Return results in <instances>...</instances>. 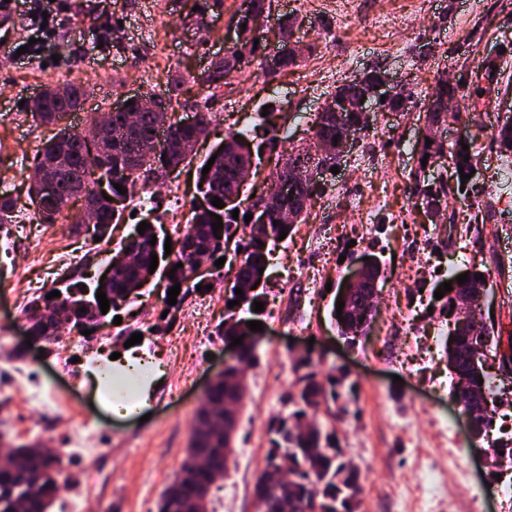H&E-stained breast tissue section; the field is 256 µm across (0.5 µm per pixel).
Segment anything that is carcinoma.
<instances>
[{"instance_id": "cac0c4a2", "label": "carcinoma", "mask_w": 512, "mask_h": 512, "mask_svg": "<svg viewBox=\"0 0 512 512\" xmlns=\"http://www.w3.org/2000/svg\"><path fill=\"white\" fill-rule=\"evenodd\" d=\"M246 25L242 32V49L252 57L257 56L267 47L254 45L257 39V28L252 22L240 16L237 25ZM233 73V68L224 61L211 63L206 74L202 76L203 85L220 87ZM180 80L175 79L161 94L146 93L132 98L130 111L140 115V128L136 131L123 127L121 116L112 119V129L104 138L99 154L87 153L82 131L65 124L66 116L80 107L86 95V88L81 84L70 83V95L66 99L59 97L56 88L48 87L32 101L29 113L38 126H51L54 134L42 142L35 155V167L45 161L54 166L58 174L62 205L54 207L43 203L34 185H29L27 193L34 216L45 224L54 223L72 197L81 192H90L98 179L105 173H112V182L120 184L127 191H132L137 182L148 185L165 177L167 172L184 163L189 154L178 148L181 143H189L204 135L211 122L208 112L199 113L197 124L180 126L172 130L169 139L158 148L153 140V110L148 102L159 105H172L178 96ZM363 91L361 84L351 81L336 88L332 98L353 103ZM454 97V90L448 87L444 79L438 80L433 96L427 104L426 112L429 120L435 124L448 121V106ZM314 136L321 143H327L336 149L333 138L352 135L357 138L364 126L360 125L355 114L346 113V120L338 125L330 117L318 114L313 122ZM246 138V134H229L222 150H214L217 158L205 175H198L197 188L204 199L201 204L193 205L188 219V229L181 237L171 240V254H165L164 245L157 242L150 244L154 228L146 229L143 234L131 242L135 251V261L130 265L119 266L112 270L110 279L103 282L95 281L93 290L105 292L112 306L124 302L138 294L140 286L147 284L156 274L168 276L174 272L171 284H178L188 291L199 288L206 289V284H198L190 278L194 257L204 253L216 261L225 256L230 239L231 228L245 229L242 245V258L237 267L235 279L244 284H251L267 279V275L259 274V268L266 266L265 258L270 253L269 246L279 240L281 232L291 233L296 224L305 217L303 202L313 196V190L297 188L295 194L288 196V204L297 208L295 222L291 224L256 225L246 223L245 216L251 213L247 203L249 190L239 182V170L242 159L234 152L233 142L237 138ZM500 152L512 156V116L508 115L501 123L497 135ZM417 200L420 206L431 207L441 198L462 187L461 178H456V186L441 183L435 187H421V176L414 175ZM219 197L225 206L221 209L213 206V197ZM97 220L94 230L104 233L112 224L122 219V209L112 208L102 199L96 200ZM239 210L238 219H233L232 212ZM221 217L222 230L213 229L214 215ZM157 255L158 266L155 273H149L151 255ZM181 263L183 267L173 269ZM84 283H67L59 289L61 296L52 299L45 293L33 297L28 303L32 309L38 305L48 310L54 321L50 324L35 322L32 324L33 334L46 337L50 343L53 334L50 330L61 324L59 318L73 314L85 318L88 313L81 312L72 295L82 290ZM236 286H231L224 297V302L240 301V304L225 308L224 321L217 330L220 336L239 334V326L243 322L260 320L261 313L254 311L252 303L262 301V293L244 294L240 297L235 293ZM368 306V289L357 288L349 294L347 308L342 310L341 318L336 320L340 334L355 340L361 331L355 313ZM468 334L472 341L481 348L492 344L491 331L481 320L471 319ZM448 371L451 377V393L458 394V401L467 404L476 393L483 400V410L475 416V425L481 435H486L491 425L492 415L488 378L482 365L477 360L464 356L458 349L446 347ZM342 380L330 377L323 383L317 374L308 371L297 378L292 389L287 393L285 404L288 412L274 419L269 425L272 434L269 454L266 463L254 486V495L261 512H307L306 505L313 501L317 505L315 512H358L361 492L358 474L343 461L342 449L336 447V436L321 426H304L303 420L309 412L321 406L329 405L340 398L338 387ZM233 385L227 379H218L207 393L210 413L216 419L224 417V400L232 391ZM235 452V438L224 439V433L200 432L193 429L186 458L174 479L165 489L158 504L159 512H208L209 496L212 488L224 480L229 469L231 458ZM492 455L495 468L512 467V438L492 443ZM288 459V473L292 476V488L285 490L271 480V469L275 463ZM61 472L51 464L48 454L36 444L19 446L11 450L6 462L0 464V512H51L61 489Z\"/></svg>"}]
</instances>
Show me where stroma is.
Wrapping results in <instances>:
<instances>
[{"label":"stroma","mask_w":512,"mask_h":512,"mask_svg":"<svg viewBox=\"0 0 512 512\" xmlns=\"http://www.w3.org/2000/svg\"><path fill=\"white\" fill-rule=\"evenodd\" d=\"M192 4L73 0L72 26L60 30L40 56L0 58V195L13 196L17 215L0 225V239L10 243L0 250V326L13 336L5 354L91 417L112 447L108 458H72L54 512H65L71 500L87 501L89 512H157L185 459L209 382L228 356L215 327L224 318L230 281L208 261L200 270L211 285L205 295L188 294L171 309L167 282L157 279L145 297L121 309L123 326L156 328L133 346L113 336L109 347L150 361L149 379L128 369L115 374L137 385L151 414L146 421L136 412L118 417L105 409L95 360L86 361L85 378L75 384L55 353L27 346L28 322L16 298L99 270L102 258L124 246L147 214L158 225L187 223L195 172L227 132L262 140L275 127L287 133L289 145L307 147L324 102L338 86L373 69L386 74L388 90L402 94L406 106L395 111L378 99L369 103L368 126L338 159L337 171L320 174L305 223L270 257L264 335L257 363L246 369L249 394L238 419L235 464L211 498L254 487L271 448L268 423L284 412L295 365L306 359L320 377L344 380L335 417L321 410L309 419L333 430L345 461L365 478L360 512H512V468L500 469L494 480L482 461L492 441L512 437V377L504 373V355L512 349V189L494 191L497 125L512 114V0H272L260 36L277 42L282 21L295 18L292 38L306 45L305 56L287 68L263 62L248 78L234 72L216 89L201 86L199 78L236 40L232 19L242 0H222L200 27L189 15ZM491 61L506 92L460 98L452 106L454 119L430 127L426 107L438 77L468 87ZM176 78L183 82L174 108L179 118L206 109L213 121L190 161L153 183L154 211L127 198L121 222L99 242L72 234L65 214L52 224L32 220L26 190L34 156L51 131L34 127L20 101L32 100L47 85L81 81L91 91L68 120L82 126L127 98L164 92ZM269 104L273 112L263 113ZM427 139L443 150L426 162L421 146ZM464 139L476 157L464 196L436 215L415 207L411 172L424 169L432 182L449 177L455 144ZM476 200L488 218L480 238L467 229ZM360 210L366 223L357 219ZM78 245L85 248L82 260L65 275L55 274V251ZM372 256L383 270L376 321L368 339L353 343L337 330L331 289ZM472 267L508 282L507 288L488 289L483 301V316L500 334L483 356L487 377L497 384V405L488 437L476 441L450 396L443 354L448 321L434 298L452 273ZM201 298L209 314L199 324L184 311ZM188 372L193 383L175 390ZM72 424L55 414L31 417L0 402V431L9 445L34 441L61 448ZM424 470L433 471L437 496L420 504L410 487Z\"/></svg>","instance_id":"stroma-1"}]
</instances>
